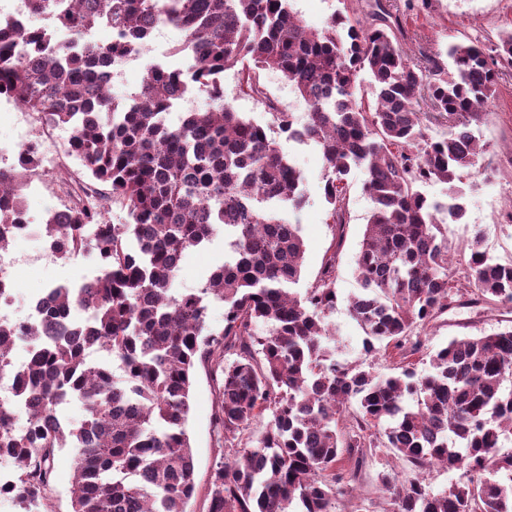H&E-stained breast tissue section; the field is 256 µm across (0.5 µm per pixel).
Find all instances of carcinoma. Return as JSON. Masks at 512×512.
<instances>
[{
  "label": "carcinoma",
  "mask_w": 512,
  "mask_h": 512,
  "mask_svg": "<svg viewBox=\"0 0 512 512\" xmlns=\"http://www.w3.org/2000/svg\"><path fill=\"white\" fill-rule=\"evenodd\" d=\"M293 0H26L28 14L51 19L69 39L58 46L37 28L23 32L0 15V98L70 130L67 153L106 183L127 211L125 224L68 206L43 224L48 242L94 256L80 283L52 286L74 310L68 331L40 343L0 400V457L17 470L14 496L39 509L51 486L50 458L72 448L71 512H187L194 458L184 425L197 360H218L224 375L215 418L224 453L210 483L208 512H336L354 491L367 451L386 448L409 470L381 477L390 512H512V326L454 338L430 355L422 375L408 362L412 340L453 304L512 303V264L493 260L474 235L468 284H452L448 225L466 213L461 172L480 155L475 131L487 118L499 72L512 68V30L485 42L448 45L409 59L400 9L374 0L371 11L333 13L306 25ZM105 25L112 42L87 33ZM161 27L183 33L166 60L146 65L123 98L108 73L139 56ZM239 68L235 93L264 104L267 125L235 111L224 72ZM278 71L306 108L305 121L283 109L261 75ZM367 77L374 104L356 102ZM199 85L203 111L171 124L166 115ZM447 123L428 137L421 103ZM316 145L325 160L323 197L335 242L320 277L304 295L306 246L287 212L307 202L305 177L278 136ZM37 143L0 166V250L4 232L22 223L24 190L40 162ZM366 174L373 202L356 259L361 293L350 300L364 330V354L393 348L400 372L377 376L336 361L340 337L325 323L336 306V263L347 223L345 177ZM448 185L445 201L420 190ZM224 229L231 258L193 292L173 282L187 252ZM224 302V329L206 323L208 301ZM266 326L259 335L256 327ZM32 335L24 321H0V377L12 373L9 344ZM234 356L228 360L226 355ZM120 374H115V371ZM77 399L82 421L60 418ZM34 413L15 428L13 406ZM257 437L247 433L264 413ZM350 468L338 464L344 455ZM433 465L465 467L477 479L431 495Z\"/></svg>",
  "instance_id": "cac0c4a2"
}]
</instances>
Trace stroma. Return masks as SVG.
Returning <instances> with one entry per match:
<instances>
[{
    "label": "stroma",
    "mask_w": 512,
    "mask_h": 512,
    "mask_svg": "<svg viewBox=\"0 0 512 512\" xmlns=\"http://www.w3.org/2000/svg\"><path fill=\"white\" fill-rule=\"evenodd\" d=\"M373 0H294L293 5L305 23L321 27L337 11L350 10L367 14ZM410 34V57L419 51H445L448 44L495 38L502 30L512 29V0H430L429 6L407 19ZM482 156L479 170L463 174L461 186L466 192V215L462 223L451 225L448 237L453 246L465 248L474 235H481L482 248L498 262L512 263V74L502 76L489 115L479 128ZM39 141L60 154L61 164L52 174L31 182L26 189L28 214L33 223H44L52 208L70 204L73 195L93 189L109 195L107 185L96 182L87 170L66 154L62 133H48L35 114L18 112L15 105L0 101V139ZM293 163L306 179L308 202L289 212L290 222L298 224L306 244V258L301 279L294 290L305 293L318 278L322 259L334 236L329 211L323 198L325 161L318 148L295 142L284 143ZM362 171H352L347 188V224L336 270V306L327 315L329 327L343 341L337 352L338 361L354 365L364 362L362 342L365 333L353 318L349 301L359 294L361 285L354 268L373 204L363 189ZM230 257L223 234H216L203 249L187 253L175 278L174 286L187 292L201 288L212 269L223 266ZM96 270L92 256L82 261L50 265H18L13 273L22 300L14 306L13 317L25 319L24 297L55 283L78 282ZM512 326V305L459 306L448 310L418 329L423 344L413 361L418 371L428 372L430 356L452 339L462 336L492 334ZM221 374L212 366H197L193 375L191 409L186 425L195 460V492L190 512H207L213 467L221 457L214 416L218 409V387ZM54 481L41 512H71L70 481L75 467L72 449L54 452ZM404 463L393 458L384 448L375 449L367 458L356 491L338 500L336 512H387L389 501L379 489L378 478L387 474L402 478Z\"/></svg>",
    "instance_id": "obj_1"
}]
</instances>
